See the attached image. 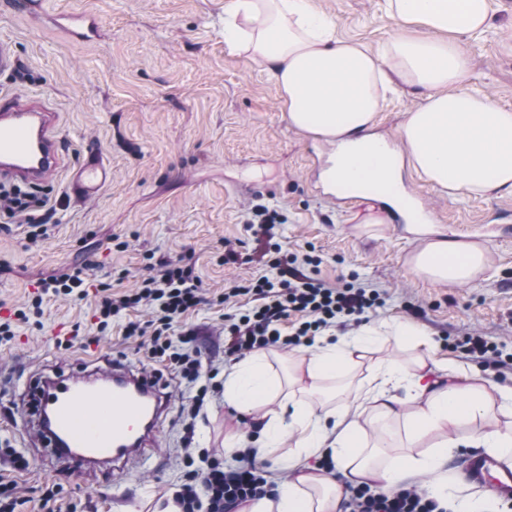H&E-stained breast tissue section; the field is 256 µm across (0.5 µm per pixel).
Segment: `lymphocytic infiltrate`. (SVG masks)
Masks as SVG:
<instances>
[{"label":"lymphocytic infiltrate","mask_w":512,"mask_h":512,"mask_svg":"<svg viewBox=\"0 0 512 512\" xmlns=\"http://www.w3.org/2000/svg\"><path fill=\"white\" fill-rule=\"evenodd\" d=\"M54 214L46 189L0 185V221L27 225L30 243L45 239L46 226ZM247 215L249 223L257 227L256 260L275 269L276 274L245 280L220 296L223 304L240 295L255 299L254 305L224 317L228 354L308 347L323 332L360 324L368 311L384 304L378 289L351 283L333 288L303 273L297 257L273 256L269 232L282 221L276 209L256 204ZM207 301L201 279L189 259L183 257L174 262L145 263L136 288L119 295L101 293L97 302L98 328L103 332L121 312L147 308L148 320L128 321L124 336L137 341L147 361L173 367L181 382L192 389V396L181 405L182 414L192 421L200 416L218 385L201 375L197 330L179 328L178 323ZM448 346L494 370L512 369V354L504 353L501 344L482 334L450 338ZM257 454V448L250 446L239 451L236 463L227 464L206 449L185 452L187 477L173 496L178 512H236L239 506L270 493L269 473L257 464ZM341 507L343 512H448L447 506L408 485L385 491L367 484H349Z\"/></svg>","instance_id":"f902f5d3"}]
</instances>
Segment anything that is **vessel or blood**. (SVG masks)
Here are the masks:
<instances>
[{"label":"vessel or blood","mask_w":512,"mask_h":512,"mask_svg":"<svg viewBox=\"0 0 512 512\" xmlns=\"http://www.w3.org/2000/svg\"><path fill=\"white\" fill-rule=\"evenodd\" d=\"M71 37L93 40L95 14L66 17ZM60 116L42 97L0 93V179L25 185L53 181L61 170ZM112 171L100 154L87 153L69 174L68 189L81 199L98 197ZM28 387L25 426L38 443L73 473L106 472L121 476L147 462L163 429L170 397L143 371L119 363L61 371L36 377ZM467 481L496 496L512 499V467L480 452L465 461Z\"/></svg>","instance_id":"vessel-or-blood-1"}]
</instances>
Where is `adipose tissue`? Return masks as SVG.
I'll return each mask as SVG.
<instances>
[{
  "instance_id": "1",
  "label": "adipose tissue",
  "mask_w": 512,
  "mask_h": 512,
  "mask_svg": "<svg viewBox=\"0 0 512 512\" xmlns=\"http://www.w3.org/2000/svg\"><path fill=\"white\" fill-rule=\"evenodd\" d=\"M399 24H418L425 36L393 38L379 53L337 39L335 23L311 0H225L224 42L251 52L281 89L288 121L296 130L331 145L322 173L333 190L367 201L379 199V184L395 183L397 150H404L420 176L440 193L512 196V108L469 86L466 37L491 28L492 0H386ZM447 33V42L432 39ZM423 90L422 104L406 112L400 149L370 132L394 77ZM415 232L423 244L410 259L412 274L437 283L466 284L480 273L488 250L478 242L451 241L430 225ZM396 338L414 349L410 363L387 358L367 363ZM429 333L408 322L359 329L354 336H325L296 360L288 381L273 372L270 354L257 351L235 364L224 381V400L244 413L261 412L262 456L272 458L287 480L273 495L250 502L243 512H339L343 484L394 489L428 477L429 494L450 512H503L501 500L468 492L448 473L458 448H482L512 465V386H485L455 361L440 364ZM360 379L353 404H335L330 387ZM445 368L446 384L428 382ZM401 425L402 450L382 452L366 429ZM331 452L334 472L310 467V457Z\"/></svg>"
}]
</instances>
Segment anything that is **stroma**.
<instances>
[{"label":"stroma","instance_id":"obj_1","mask_svg":"<svg viewBox=\"0 0 512 512\" xmlns=\"http://www.w3.org/2000/svg\"><path fill=\"white\" fill-rule=\"evenodd\" d=\"M14 2L0 0V40L12 41L18 58L15 73L0 76V90L41 95L61 112L66 169L90 150L112 166L111 184L91 200L69 196L65 177L50 182L57 214L43 243L29 245L21 224L0 229V320L43 298L40 323H18L11 342L0 346V437L30 460L23 473L0 463V477L18 483L21 512H41V488L51 482L64 487L61 512H163L185 479V386L170 384L171 407L150 464L119 482L102 472L79 477L61 470L35 432L22 429L17 406L32 377L82 366L90 342L140 367L144 356L123 328L147 320L146 309L122 312L99 332L96 287L114 294L135 287L150 254L191 255L210 302L183 323L201 330L204 365L229 373L235 359L224 352L222 326L228 308L215 299L271 272L252 260L256 241L245 214L254 204L283 215L274 228L283 251L314 256L317 264L304 266L305 274L333 287L354 282L385 292L384 306L368 313L367 324L408 321L427 330L441 362L466 361L445 345L446 333L477 331L512 352V196L451 201L403 162L402 185L429 210L436 230L489 249L471 283L417 279L409 269L416 234L390 222L365 229L368 202H340L327 192L320 179L327 146L290 126L280 88L258 60L225 46L224 0H33L26 11ZM312 4L333 19L338 37L374 52L397 35L422 32L416 24L398 27L385 0ZM495 8L491 30L464 41L470 86L512 106V0H497ZM83 10L100 20L91 42L69 39L48 23ZM422 101V90L396 83L373 134L397 141L405 112ZM228 244L237 263L224 261ZM84 264L93 283L84 299L43 294L42 281ZM75 333L80 340L73 347L58 346ZM258 429L257 415L236 412L219 395L197 418L193 446L230 462L225 435L239 432L251 441Z\"/></svg>","mask_w":512,"mask_h":512}]
</instances>
